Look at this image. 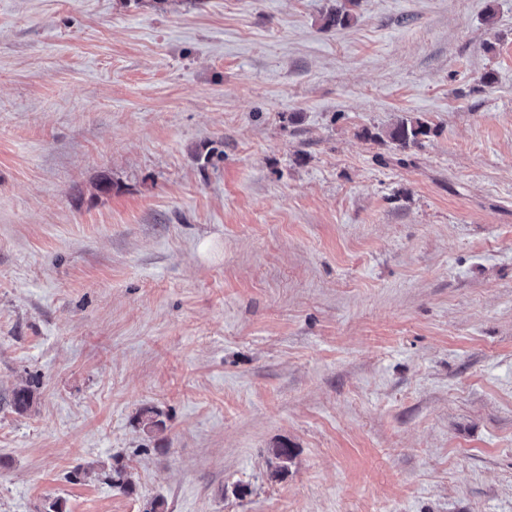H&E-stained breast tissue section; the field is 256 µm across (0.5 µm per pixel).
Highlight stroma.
<instances>
[{"instance_id": "stroma-1", "label": "stroma", "mask_w": 512, "mask_h": 512, "mask_svg": "<svg viewBox=\"0 0 512 512\" xmlns=\"http://www.w3.org/2000/svg\"><path fill=\"white\" fill-rule=\"evenodd\" d=\"M335 6L0 0V512H512V0ZM430 131L427 123L419 118L402 119L393 128L387 131L386 136L399 149L406 150L420 144L421 137L427 136Z\"/></svg>"}]
</instances>
